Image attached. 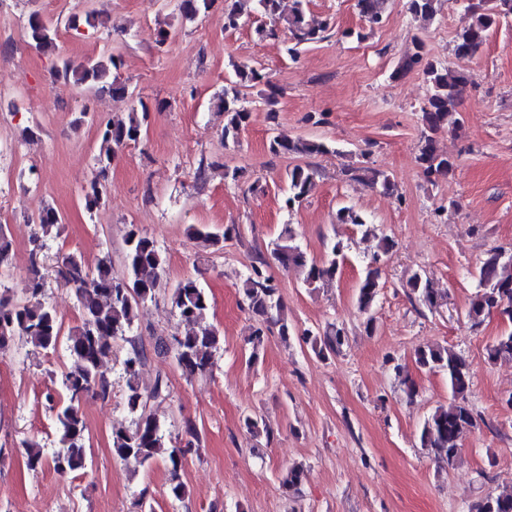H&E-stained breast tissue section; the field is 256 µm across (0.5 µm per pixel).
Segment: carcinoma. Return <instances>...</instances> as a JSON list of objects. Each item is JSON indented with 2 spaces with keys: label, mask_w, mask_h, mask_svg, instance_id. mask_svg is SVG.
Segmentation results:
<instances>
[{
  "label": "carcinoma",
  "mask_w": 512,
  "mask_h": 512,
  "mask_svg": "<svg viewBox=\"0 0 512 512\" xmlns=\"http://www.w3.org/2000/svg\"><path fill=\"white\" fill-rule=\"evenodd\" d=\"M214 2L178 0L176 10L180 23H194L203 18L211 11ZM251 2L260 16L272 22L281 19V0ZM387 2L357 0L359 14L369 28L383 23ZM442 7V0H409L408 10L413 20L426 24L436 18ZM466 10L470 14V22L456 33L453 40L452 51L458 57L477 53L489 32L501 21L512 17V0H468ZM243 14L244 0H231L224 6V29L238 28ZM284 19L288 25L287 51L291 57L298 54L300 47L323 40L330 27L328 20H318L308 14L307 0H293V8ZM25 36L27 43L36 49L50 48L55 45L57 27L34 10L26 18ZM121 64L120 53L114 51L105 58L79 63L60 58L54 65L53 75L66 80L71 78L92 92L127 98L133 96V92L120 80L118 70ZM416 69L422 70L430 85L429 96L421 108L424 132L416 163L427 178H446L454 173L458 158L440 152L435 135L444 129L454 132L461 127L459 106L468 79L464 74L430 59L424 42L418 37L413 39L412 47L392 76L398 78ZM233 71V77L227 80L214 107L224 113V141L235 143L250 117V112L243 105V90H257L260 103L271 112L276 111L280 91L253 66L235 63ZM163 109L161 102L151 106L140 98L127 119L97 124L100 146L94 156L95 175L82 189L88 213H93L105 201L102 180L118 152L140 140L147 129L150 113ZM269 148L276 154L298 156L336 152V148L327 142L304 138L287 141L275 137ZM343 175L348 181L365 183L385 194L394 191L390 176L369 166L347 167ZM313 185L314 172L307 167L294 166L287 174L282 206L289 211L300 207ZM336 219L340 224L352 225L361 237L378 240L377 250L366 260L356 293L357 306L367 315L365 329L371 332L375 328L371 311L381 288L380 261L394 247V240L377 234L374 225L351 207L339 208ZM37 224L40 234L33 240L26 296L15 300L0 293V354L7 353L17 341L30 346L36 353L46 354L65 345L69 365L61 374L62 393L56 399L50 398L51 408L55 411L58 446L48 455L36 442L24 444L28 466H48L63 476L86 468L89 445L80 405L90 394L102 399L110 396L111 385L100 373L102 359L112 352L113 340H129L140 307L167 288L164 279L167 258L156 242L137 228L126 234L123 268L118 273L113 271L112 257L108 254L101 257L93 268L74 252L56 257L57 278L73 291L81 314L80 323L65 333L56 310L45 298L46 284L41 273L44 239L60 235L62 218L53 207L47 206L38 215ZM192 236L207 247L218 248L223 242V238L204 227L192 228ZM273 256L284 269H302L304 286L311 291L335 279L340 263L346 259L344 245L340 242L332 245L328 259L317 262L308 258L290 224L281 229ZM13 258L12 243L0 226V277L10 271ZM474 278L477 281L476 291L465 313L471 326L481 325L493 313L512 323V251L502 248L487 251L476 268ZM406 288L410 299L430 312L445 304L444 293L434 288L433 282L423 272H413L406 280ZM239 291L248 310L261 319V326L252 331L253 350L263 345L271 325L278 327V334L284 339L294 333V326L284 316L278 286L267 274L265 259L259 258L251 265ZM170 299L176 315L188 329L181 335L158 337L156 348L163 354L172 355L182 373L191 379L210 369L222 347L223 338L207 322L211 299L197 280L186 278L180 281L171 289ZM299 339L316 357L326 359L340 352L346 341V331L331 324L322 332L305 329ZM486 356L491 363L512 361V329L496 336L486 348ZM415 358L419 368L445 374L450 392L448 406L438 407L424 421L419 434L420 447L430 449L438 460L452 464L458 459L462 434L476 425V418L466 401L471 386L470 363L454 350L440 345L418 348ZM144 363L143 351L134 345L121 361L124 402L133 418V427L112 432V451L121 460L142 468L162 462L169 473V494L172 499L181 501L187 494L181 472L188 454L197 451L195 445L200 443L199 434L196 428H188L191 440L185 443L166 434L152 413L151 403L168 398L170 387L161 376L151 386H143L141 368ZM243 425L253 436L263 433L266 438H271L272 430L262 418L247 416ZM304 475L303 465L289 467L281 482L284 492L288 495L299 493ZM469 512H512V492L481 497L469 505Z\"/></svg>",
  "instance_id": "obj_1"
}]
</instances>
